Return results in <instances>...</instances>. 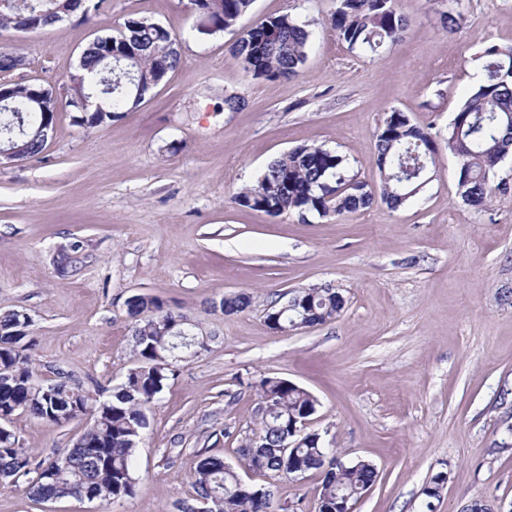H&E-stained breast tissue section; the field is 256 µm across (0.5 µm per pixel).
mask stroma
<instances>
[{
	"instance_id": "35a3bbf8",
	"label": "stroma",
	"mask_w": 512,
	"mask_h": 512,
	"mask_svg": "<svg viewBox=\"0 0 512 512\" xmlns=\"http://www.w3.org/2000/svg\"><path fill=\"white\" fill-rule=\"evenodd\" d=\"M405 37L379 54L349 50L330 25L331 0H255L240 20L271 14L310 23L314 45L298 78L243 70L231 32L194 35L189 0H108L94 21L0 30L20 55L11 82L61 87L83 46L131 17L185 37L179 67L137 109L103 126L60 107L34 160L0 164V312L32 322L34 367L109 397L133 364L125 302L160 298L210 340L179 363L138 449L133 496L110 512H173L194 496L201 456L224 458L249 485L272 484L284 512H316L322 477L270 480L239 450L257 425L261 378H286L319 401L309 428L378 479L355 512H461L478 497L512 512V155L490 173L507 184L486 208L457 193L458 163L441 150L415 199L339 216L273 217L236 204L266 165L300 145L345 155L380 185L376 135L397 109L447 135L485 78L482 52L512 45V0H460L457 32L439 22L448 0H400ZM241 105L228 111L224 99ZM330 284L345 306L335 321L279 335L269 302ZM248 293L226 315L214 302ZM33 459L72 448L80 422L16 412L7 424ZM439 498L422 490L437 472ZM99 501H33L0 486V512H101Z\"/></svg>"
}]
</instances>
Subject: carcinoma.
<instances>
[{"label": "carcinoma", "mask_w": 512, "mask_h": 512, "mask_svg": "<svg viewBox=\"0 0 512 512\" xmlns=\"http://www.w3.org/2000/svg\"><path fill=\"white\" fill-rule=\"evenodd\" d=\"M254 0H195L201 24L200 35L237 32L232 51L243 69L256 78L293 79L306 66L312 31L287 14L268 16L253 26L236 30L239 20L252 9ZM22 9H0V29L18 28L17 18L37 30L64 18L84 16L88 22L106 7V0H21ZM333 29L352 51L373 53L401 41L409 27L398 0H333ZM112 39L114 60L105 65L97 39L82 48L76 72L69 76L68 90L95 96L97 110L85 112L77 122L90 128L101 126L116 114L138 107L159 79L175 71L181 62L184 37L148 18H129ZM485 81L462 102L448 125L447 148L458 160L457 190L468 206L488 205L494 188L492 172L512 153V45H490L483 52ZM34 87L16 84L8 104L0 103V143H15L23 161L33 160L45 149L55 124V112L36 107ZM379 190L359 180L348 158L321 146L300 145L271 161L254 185L241 189L236 203L271 216L295 213L301 218H320L355 212L382 203L398 208L415 198L414 191L436 167L440 151L437 134L415 124L399 110L391 111L377 133ZM332 288H301L296 291L298 315L311 326L325 324L340 315L344 305ZM248 293L224 297L219 302L226 314L251 307ZM127 314L136 321L133 331L135 363L125 373L112 395L101 401L96 394L57 378L39 380L28 351L34 346L31 322L18 310L0 313V411L21 409L45 421L55 418L63 425L87 419L72 448L54 459L32 463L16 447L14 434L0 430V481L25 485L39 501L66 498L98 500L108 506L134 495L138 482L135 457L147 412L176 370L164 358L182 360L206 348L176 343L194 335L196 325L188 317L166 307L157 298L132 295ZM281 306L272 303L266 320L275 332L288 329V315L275 316ZM258 403H269L271 411L257 414L258 427L245 440L240 455L247 466L278 478L316 470L322 475L316 512H336V496L356 503L364 488L377 481L370 463L358 460L340 465L341 454L322 447L320 434H307L297 448L281 447L287 426L298 425L316 412L318 401L291 381L263 377L256 385ZM195 502L184 501L178 512H198L216 504L215 512H276L268 487L247 485L219 456L200 458L194 474Z\"/></svg>", "instance_id": "obj_1"}]
</instances>
